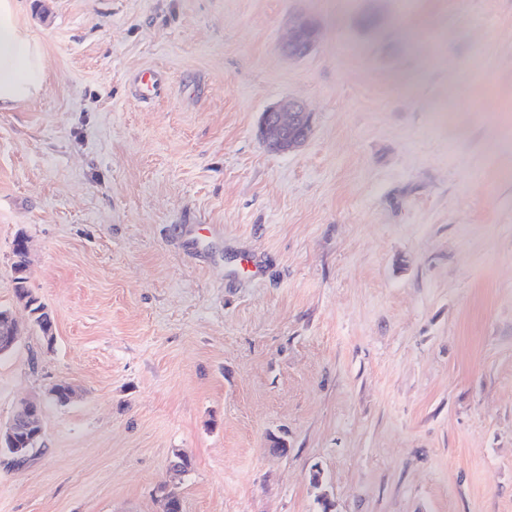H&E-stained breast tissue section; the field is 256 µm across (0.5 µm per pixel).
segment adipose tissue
<instances>
[{"instance_id": "adipose-tissue-1", "label": "adipose tissue", "mask_w": 512, "mask_h": 512, "mask_svg": "<svg viewBox=\"0 0 512 512\" xmlns=\"http://www.w3.org/2000/svg\"><path fill=\"white\" fill-rule=\"evenodd\" d=\"M44 69L43 47L21 22L17 0H0V112L37 98Z\"/></svg>"}]
</instances>
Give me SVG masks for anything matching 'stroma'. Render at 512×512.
<instances>
[{"instance_id": "35a3bbf8", "label": "stroma", "mask_w": 512, "mask_h": 512, "mask_svg": "<svg viewBox=\"0 0 512 512\" xmlns=\"http://www.w3.org/2000/svg\"><path fill=\"white\" fill-rule=\"evenodd\" d=\"M17 2L46 67L0 112V424L43 431L0 512H512V0ZM288 98L313 132L275 154ZM135 94L142 99L160 96L165 90V79L157 70H144L132 79ZM313 128V114L305 104L285 99L262 114L259 134L272 151L289 153L301 147ZM25 236L19 235L14 245V256L15 261L13 262L14 272V292L17 301L25 300L26 306L29 308V312L33 314V324L36 330L41 334L44 340L47 342H53L46 336L49 330L53 329V322L50 314L46 310L45 305L33 295L31 290L28 288V261L26 259V252H28V242H26L25 251ZM41 312V313H40Z\"/></svg>"}]
</instances>
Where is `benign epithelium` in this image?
<instances>
[{
	"mask_svg": "<svg viewBox=\"0 0 512 512\" xmlns=\"http://www.w3.org/2000/svg\"><path fill=\"white\" fill-rule=\"evenodd\" d=\"M299 23H294L291 38L285 46L286 51L295 57L303 56L316 43L317 36H312L307 47L300 46L298 39ZM313 128V114L305 104L295 99H285L272 106L262 114L259 134L263 142L272 151L289 153L301 147ZM17 327L13 320L5 321L0 329V351H7L16 343ZM42 410L41 403L24 401L17 408L11 420L0 425V443L13 446L17 434L28 429Z\"/></svg>",
	"mask_w": 512,
	"mask_h": 512,
	"instance_id": "7a95c632",
	"label": "benign epithelium"
}]
</instances>
